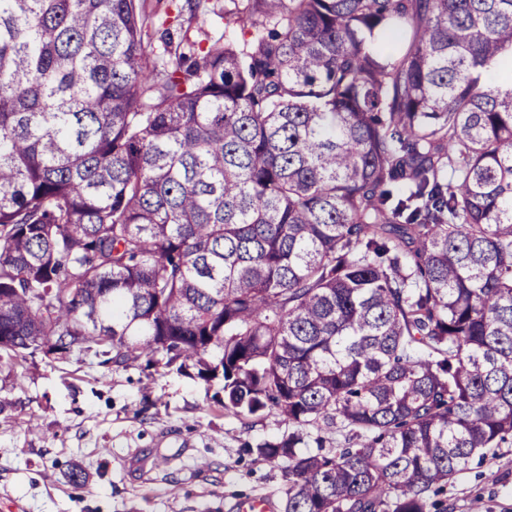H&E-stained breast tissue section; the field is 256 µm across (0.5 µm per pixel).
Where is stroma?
Masks as SVG:
<instances>
[{"label":"stroma","instance_id":"obj_1","mask_svg":"<svg viewBox=\"0 0 512 512\" xmlns=\"http://www.w3.org/2000/svg\"><path fill=\"white\" fill-rule=\"evenodd\" d=\"M172 2L191 39L223 36L229 0H147L154 23ZM223 397L192 368L147 371L77 353L0 361V512H237L257 497L280 505L281 466L251 448L290 426L274 411L239 419ZM442 512H512V447L458 474Z\"/></svg>","mask_w":512,"mask_h":512}]
</instances>
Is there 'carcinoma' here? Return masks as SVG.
<instances>
[{"mask_svg":"<svg viewBox=\"0 0 512 512\" xmlns=\"http://www.w3.org/2000/svg\"><path fill=\"white\" fill-rule=\"evenodd\" d=\"M231 2L0 0V359L192 366L282 512H433L512 445V0ZM176 5L170 6L173 18L177 14L176 6L182 10L184 27L187 28V21L192 19L189 29V36L192 40H205L203 46L207 47L219 37H223L224 42V7H229L231 3L228 0H176ZM199 1V2H198ZM195 14V15H194ZM208 34V40L207 36Z\"/></svg>","mask_w":512,"mask_h":512,"instance_id":"obj_1","label":"carcinoma"}]
</instances>
